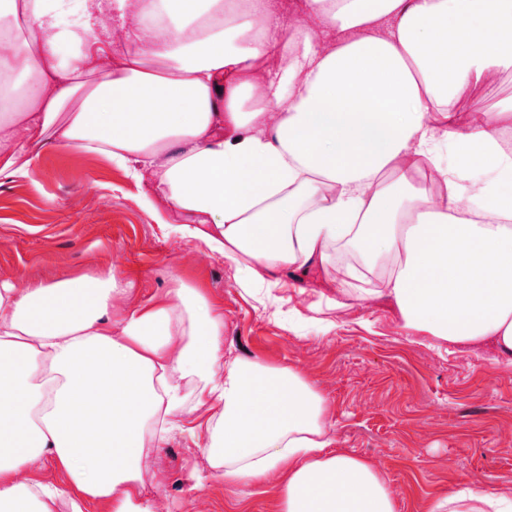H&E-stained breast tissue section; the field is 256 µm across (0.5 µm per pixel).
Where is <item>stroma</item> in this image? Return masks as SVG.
I'll return each instance as SVG.
<instances>
[{"mask_svg": "<svg viewBox=\"0 0 512 512\" xmlns=\"http://www.w3.org/2000/svg\"><path fill=\"white\" fill-rule=\"evenodd\" d=\"M147 179L78 148H40L30 175L0 176V281L17 287L111 270L129 306L165 299L176 282L224 311V349L301 369L329 397L336 445L379 464L399 512H427L471 480L512 495V367L488 349L435 351L406 336L388 301L343 300L327 275L247 276ZM189 434L147 462L167 512H277L276 479L241 495L218 479Z\"/></svg>", "mask_w": 512, "mask_h": 512, "instance_id": "stroma-1", "label": "stroma"}]
</instances>
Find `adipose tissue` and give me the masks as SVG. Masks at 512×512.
Listing matches in <instances>:
<instances>
[{
  "instance_id": "1",
  "label": "adipose tissue",
  "mask_w": 512,
  "mask_h": 512,
  "mask_svg": "<svg viewBox=\"0 0 512 512\" xmlns=\"http://www.w3.org/2000/svg\"><path fill=\"white\" fill-rule=\"evenodd\" d=\"M0 0V175L45 142L107 155L254 277L375 278L421 344L512 363V0ZM449 155H442L441 146ZM114 272L0 282V512L69 498L158 512L142 471L186 403H217L226 487L279 480V512H397L371 459L336 447L299 369L224 353L185 284L127 308ZM196 426H187L196 434ZM48 466L66 485L28 478ZM429 512H512L471 482ZM494 86L497 95L484 97L479 89H472L462 98V105L465 109H472L474 112H495V102L500 98L512 97V75H501L494 78Z\"/></svg>"
}]
</instances>
